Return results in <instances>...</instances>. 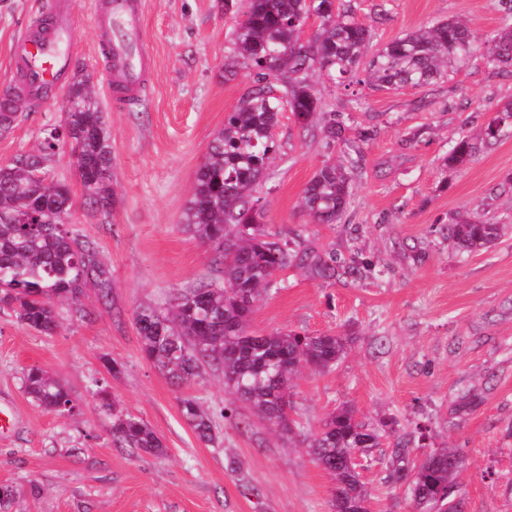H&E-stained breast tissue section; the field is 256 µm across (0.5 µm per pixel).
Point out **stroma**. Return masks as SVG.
I'll list each match as a JSON object with an SVG mask.
<instances>
[{
  "label": "stroma",
  "instance_id": "35a3bbf8",
  "mask_svg": "<svg viewBox=\"0 0 512 512\" xmlns=\"http://www.w3.org/2000/svg\"><path fill=\"white\" fill-rule=\"evenodd\" d=\"M73 21L71 72L93 76V96L112 134L108 216L84 204L69 148L50 173L68 182L74 204L66 222L112 268V291L86 289L82 314L60 302L59 327L42 334L0 309V405L13 410L0 435V483L18 491L12 512H332L334 484L311 460L305 433L319 430L342 403L359 418L394 419L389 440L429 425L427 448H457L467 512H512V233L477 253L455 250L440 232L456 214L512 220V127L469 164L443 159L464 133L478 132L512 100V70L476 55L425 87L398 90L347 84L315 74L313 83L361 142L362 171L354 177L341 223L312 224L300 208L314 173L338 160L342 144H327L321 125H298L282 112L275 128L280 152L258 195L269 231L301 240L342 259H365L385 272L361 280H322L283 271L258 303L250 329L296 330L347 337L344 357L330 371L296 381L294 417L300 435L286 441L247 407L220 417L232 395L221 372L210 371L183 390L142 355L134 311L162 304L175 289L222 283L214 249L185 233L181 217L195 172L224 115L258 84L255 70L225 76L240 18L224 0H143V43L151 57L138 101L109 96L110 71L93 24L95 0H68ZM42 0H0V90L16 70L9 49ZM361 21L383 45L441 20L467 24L485 41L511 19L497 0H353ZM68 85L21 102L14 125L0 130V165L35 150L43 131L63 117ZM122 364L112 376L107 360ZM54 373L76 404L73 415L38 407L26 394L29 368ZM105 389L126 412L162 438L161 456L129 455L112 445V420L101 409ZM214 412L216 444L202 443L183 420L179 395ZM472 407L455 413L457 404ZM387 444L373 449L360 476L370 512H413L406 486L387 481ZM240 458L259 488L247 494L227 456Z\"/></svg>",
  "mask_w": 512,
  "mask_h": 512
}]
</instances>
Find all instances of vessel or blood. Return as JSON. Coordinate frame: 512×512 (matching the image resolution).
<instances>
[{
	"label": "vessel or blood",
	"mask_w": 512,
	"mask_h": 512,
	"mask_svg": "<svg viewBox=\"0 0 512 512\" xmlns=\"http://www.w3.org/2000/svg\"><path fill=\"white\" fill-rule=\"evenodd\" d=\"M141 0H105L99 18L108 31L106 51L117 66V79L126 96L139 97L150 62L143 50ZM46 12L55 14L54 26H45L42 16L31 19L20 42L21 58L16 64V89L0 92V103L11 101L15 92L43 94L61 84L69 71L66 54L71 47V27L61 14L58 0H48Z\"/></svg>",
	"instance_id": "b4317fda"
}]
</instances>
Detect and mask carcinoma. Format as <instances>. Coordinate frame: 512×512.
I'll return each mask as SVG.
<instances>
[{
    "label": "carcinoma",
    "mask_w": 512,
    "mask_h": 512,
    "mask_svg": "<svg viewBox=\"0 0 512 512\" xmlns=\"http://www.w3.org/2000/svg\"><path fill=\"white\" fill-rule=\"evenodd\" d=\"M244 16L245 22L235 31L234 52L259 78L276 74L277 84L269 82L243 97L224 116V127L196 172L182 219L185 232L220 254L224 280L176 289L162 308L141 304L134 321L144 357L172 383L188 385L208 370L220 371L236 401L281 436L291 437L298 428L289 417L292 377L303 370H331L346 353V340L340 335L310 336L289 330L262 334L258 342L250 343V318L263 292L288 267L323 279H360L366 273L380 276L384 270L371 261L345 262L333 252L320 254L267 230L256 193L278 149L271 131L280 112L289 108L303 128L325 112L312 83L317 71L377 89H399L427 86L481 49L491 64L512 67V26L480 46L465 24L440 21L386 43L363 66L374 35L357 18L351 0H247ZM312 17L318 20L317 32L305 42L304 26ZM91 83V75L75 74L69 88L72 107L65 119L45 130L37 149L0 165V304L44 334L59 327L56 303H70L79 314L85 289L94 288L103 297L112 290V271L97 252L67 224L49 219L37 207L39 200L46 199L55 212L69 214L73 207L69 184L33 182L34 172L48 170L58 150L68 144L85 201L92 210L109 213L112 134L91 96ZM508 125H512V102L491 118L480 138L461 136L448 152L445 166L468 164ZM345 131L344 122L334 118L323 126L327 143L342 142L348 151L339 162L323 164L303 189L301 207L311 224H338L347 210L361 149L348 144ZM505 228L454 217L441 228V235L459 251L474 253L494 243ZM24 383L37 406L61 415L74 412L70 394L49 371L31 368ZM98 394L102 407L112 410L115 447L136 455L165 453L163 441L144 420L111 405L105 390ZM178 404L199 440L213 443L212 419L197 400L182 396ZM388 426L363 422L351 406L344 405L309 436L313 460L335 481L333 512H368L371 492L347 461L379 447ZM414 441L410 434L397 441L388 459V478L408 485L416 512H456L462 452L434 448L419 455Z\"/></svg>",
    "instance_id": "1"
}]
</instances>
